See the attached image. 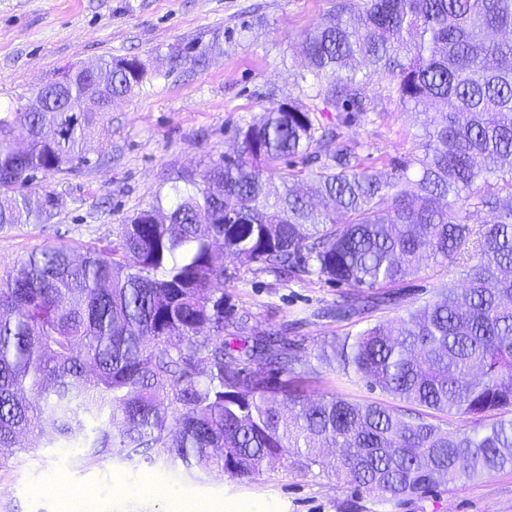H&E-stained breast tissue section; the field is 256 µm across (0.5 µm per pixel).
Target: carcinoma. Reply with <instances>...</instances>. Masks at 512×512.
Returning a JSON list of instances; mask_svg holds the SVG:
<instances>
[{"label":"carcinoma","mask_w":512,"mask_h":512,"mask_svg":"<svg viewBox=\"0 0 512 512\" xmlns=\"http://www.w3.org/2000/svg\"><path fill=\"white\" fill-rule=\"evenodd\" d=\"M300 47L311 97L336 123L272 106L240 130L238 157L156 199L165 223L141 211L116 246L79 260L59 239L0 281V448L26 433L89 439L93 461L155 453L238 479L288 459L310 471L337 448L338 477L383 499L512 469V0H339ZM97 70L104 111L145 77L136 57ZM373 77L425 107L420 142L384 178L340 132L369 119ZM85 86L50 82L44 111L0 115V229L49 218L53 197L34 207L22 190L103 131L100 113L68 111ZM305 173L309 196L296 188ZM219 247L346 286L317 312L338 322L403 304L400 285L430 266L455 267L463 286L442 282L396 323L331 341L343 372L394 402L331 385L313 398L304 341L285 329L236 342L245 323L224 311Z\"/></svg>","instance_id":"carcinoma-1"}]
</instances>
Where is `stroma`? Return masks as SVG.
<instances>
[{
    "label": "stroma",
    "mask_w": 512,
    "mask_h": 512,
    "mask_svg": "<svg viewBox=\"0 0 512 512\" xmlns=\"http://www.w3.org/2000/svg\"><path fill=\"white\" fill-rule=\"evenodd\" d=\"M336 0H0V111L58 78L64 66L137 57L147 74L128 98L113 102L106 130L85 145V163L34 180L32 201L55 198L44 223L0 229V279L31 251L64 240L75 256L119 241L125 220L169 196L185 175L236 157L238 130L267 108L306 102L302 37ZM206 65H198V53ZM368 93L380 113L341 128L365 146L364 163L379 174L407 154L421 134L417 110L387 99L383 83ZM224 308L264 336L298 325L313 358L332 337L360 324L317 318L339 287L317 278L283 281L224 258ZM27 453L0 448V512H74L53 486L94 493L91 512H175L174 504L252 502L261 512H512V469L419 497L387 501L338 481L335 449L322 466L293 461L239 481L170 467L164 460L107 457L88 461L23 437Z\"/></svg>",
    "instance_id": "stroma-1"
}]
</instances>
